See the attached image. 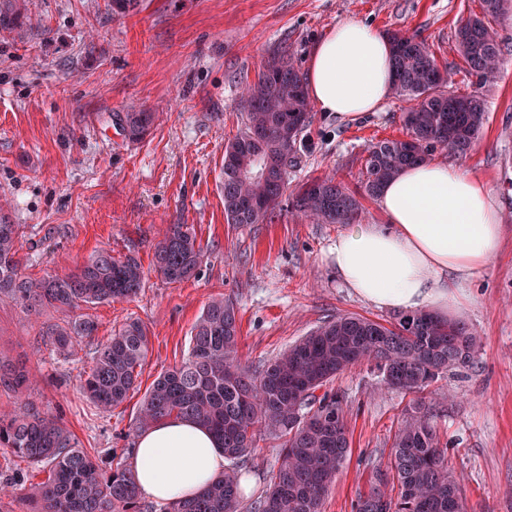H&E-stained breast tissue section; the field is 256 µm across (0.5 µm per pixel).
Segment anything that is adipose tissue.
<instances>
[{
  "mask_svg": "<svg viewBox=\"0 0 512 512\" xmlns=\"http://www.w3.org/2000/svg\"><path fill=\"white\" fill-rule=\"evenodd\" d=\"M306 87L322 112L355 120L376 111L393 91L388 36L350 19L311 48ZM381 224L339 233L329 254L337 277L380 309L427 310L453 318L465 293L502 247L495 192L479 174L445 161L401 170L381 188ZM139 493L170 502L196 496L224 471V453L201 425L170 417L141 432L130 455Z\"/></svg>",
  "mask_w": 512,
  "mask_h": 512,
  "instance_id": "obj_1",
  "label": "adipose tissue"
}]
</instances>
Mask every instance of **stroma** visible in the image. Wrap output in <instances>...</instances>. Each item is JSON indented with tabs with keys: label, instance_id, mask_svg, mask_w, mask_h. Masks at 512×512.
Masks as SVG:
<instances>
[{
	"label": "stroma",
	"instance_id": "1",
	"mask_svg": "<svg viewBox=\"0 0 512 512\" xmlns=\"http://www.w3.org/2000/svg\"><path fill=\"white\" fill-rule=\"evenodd\" d=\"M13 31H0V205L23 230L25 275H64L94 251L136 255L144 270L135 297L85 304L97 329L71 355L46 343L62 311L28 315L0 302V358L25 362L21 396L57 417L80 448L127 466L139 434L141 401L152 382L184 361L191 331L208 302L237 308L243 366L267 364L302 336L339 315L388 323L393 312L361 300L337 279L329 247L342 227L314 224L280 202L261 224H230L220 172L224 148L243 127L242 91L274 50L288 48L306 67L311 47L341 21L426 43L439 66L459 64L452 35L479 0H140L121 16L111 0H26ZM493 26L502 39L499 69L485 80L456 73L447 89L486 104L473 151L437 161L461 162L495 191L503 247L468 292L464 324L481 340L471 369L441 376L423 393L388 388L369 365L352 366L328 384L342 401L351 452L325 496L322 512H353L368 491L372 465H387L405 414L418 401L434 413L448 443V463L467 512H512V10ZM406 101L391 95L377 113L340 121L315 112L303 134L289 187L332 177L358 185L371 142L403 137ZM148 110L157 119L138 143L112 122L116 112ZM193 225L202 248L198 276L170 284L152 269L166 225ZM130 320L149 345L134 392L100 413L79 388L98 343ZM279 441L261 435L241 478L249 490L239 512L269 487ZM20 477L0 512H37L44 481L0 448V481Z\"/></svg>",
	"mask_w": 512,
	"mask_h": 512
}]
</instances>
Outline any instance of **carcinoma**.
Returning a JSON list of instances; mask_svg holds the SVG:
<instances>
[{
  "mask_svg": "<svg viewBox=\"0 0 512 512\" xmlns=\"http://www.w3.org/2000/svg\"><path fill=\"white\" fill-rule=\"evenodd\" d=\"M481 14L458 22L454 40L462 69L480 80L498 68L501 45L489 19L506 13L508 0H480ZM26 10L22 0L0 3V29L9 30ZM393 87L409 102L403 115L406 136L378 140L367 148L363 193L376 197L381 186L404 166L429 159L438 150L466 155L485 121L483 100L443 90L448 71L422 41L393 33ZM246 122L224 148L221 192L229 224H261L286 193L287 168L299 159L300 136L312 121L305 78L286 50L271 54L257 78L245 85ZM153 112H117L113 122L131 142L154 125ZM276 163L266 177L265 161ZM292 210L318 224H347L359 207L357 191L332 178L315 179L289 193ZM20 225L0 207V299L21 304L36 316L46 309L73 310L131 298L143 282L134 255L98 250L64 276L31 278L22 273ZM202 250L190 224L167 225L155 244L153 268L168 283L198 276ZM96 331L93 321L75 315L49 324V337L61 355ZM239 326L232 301L220 296L204 308L192 330L188 358L160 374L139 410L138 428L177 415L211 431L224 458L238 463L264 432L282 440L281 461L269 488L252 512H322L350 447L341 401L325 390L344 369L375 365L385 384L422 392L449 370H468L481 345L465 324L428 311L402 315L384 325L342 315L319 326L268 365L241 366ZM146 329L132 321L97 346L80 388L103 413L126 401L136 388L137 368L146 357ZM27 382L19 366L0 361V387L17 392ZM322 394H317V391ZM0 447L48 472L39 484L41 512H153L141 503L131 469L107 471L58 422L31 402L24 410L0 412ZM398 486L397 498L383 487ZM240 479L226 471L191 499L166 504L163 512H237ZM355 512H465L460 483L448 465V448L431 422V408L417 406L395 437L390 466L373 467L367 492L358 494Z\"/></svg>",
  "mask_w": 512,
  "mask_h": 512,
  "instance_id": "carcinoma-1",
  "label": "carcinoma"
}]
</instances>
